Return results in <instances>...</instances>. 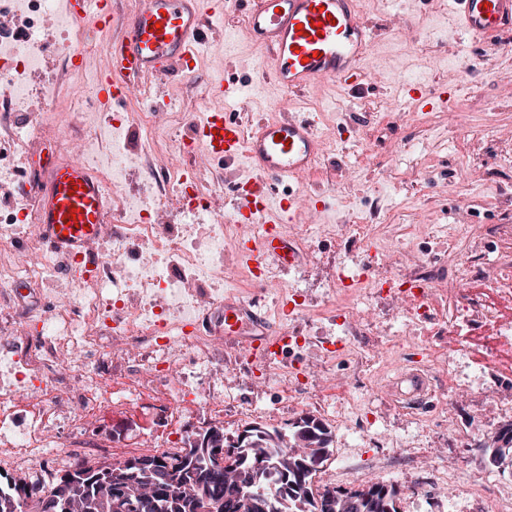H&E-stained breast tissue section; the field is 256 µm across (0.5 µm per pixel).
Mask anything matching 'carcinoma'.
Segmentation results:
<instances>
[{"label": "carcinoma", "instance_id": "carcinoma-1", "mask_svg": "<svg viewBox=\"0 0 512 512\" xmlns=\"http://www.w3.org/2000/svg\"><path fill=\"white\" fill-rule=\"evenodd\" d=\"M332 433L313 416L288 431L249 426L230 443L210 427L188 439L176 458L134 456L125 466L74 462L50 488L21 478L0 481V512H397L398 489L343 490L315 481ZM498 465H512V424L480 445Z\"/></svg>", "mask_w": 512, "mask_h": 512}]
</instances>
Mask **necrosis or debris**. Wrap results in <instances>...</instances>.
Segmentation results:
<instances>
[{
  "label": "necrosis or debris",
  "mask_w": 512,
  "mask_h": 512,
  "mask_svg": "<svg viewBox=\"0 0 512 512\" xmlns=\"http://www.w3.org/2000/svg\"><path fill=\"white\" fill-rule=\"evenodd\" d=\"M52 0H0V18L11 24L0 33V123L7 136L22 142L35 129L16 118L31 75L37 70L43 44L41 29ZM112 159L98 168L106 188L119 181L128 164L122 150L125 129L136 122L143 131V158L157 155L153 112L103 114ZM203 150L189 138L175 145L167 163L153 174L146 195L120 203L115 214L123 229L105 239L95 266L63 264L40 249L36 225L30 224L26 195L0 205V244L26 239L34 256L14 266L0 265V286L24 281L39 288L64 274L63 303L46 311L26 313L11 307L0 311V328L18 344L19 357L0 359V467L22 475H43L66 465L85 447L91 424L112 408L147 405L170 431L154 440L157 448L182 444V391L161 386L164 375L186 362H207L220 343L206 326L198 325L202 304L194 284L212 290V307L224 302V284L231 273L224 253V227L213 224L207 237L195 234L192 223L213 215V194L200 180H187V170L200 167ZM175 199L185 223L159 224L152 199ZM512 237V226L489 227L470 238L465 253L450 258L454 272L437 286L419 274L401 275L405 289L399 302L402 322L411 327L433 321L436 302L455 301L449 321L460 349L470 332L491 328L493 350L512 347V322L503 320L496 301L512 296V256L501 254L470 287L472 261L483 254L489 238ZM24 321L36 322L37 336L20 332Z\"/></svg>",
  "instance_id": "4bbe7bcc"
}]
</instances>
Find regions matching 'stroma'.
I'll use <instances>...</instances> for the list:
<instances>
[{"instance_id": "1", "label": "stroma", "mask_w": 512, "mask_h": 512, "mask_svg": "<svg viewBox=\"0 0 512 512\" xmlns=\"http://www.w3.org/2000/svg\"><path fill=\"white\" fill-rule=\"evenodd\" d=\"M376 38L365 60L366 77L355 90L318 83L295 94L297 111L315 122L322 153L300 188L327 190L317 216L298 213L287 234L299 252L296 268L280 273L274 287L254 288L245 261L232 267L225 296L241 301L258 297L257 313L273 330L299 324L314 337L343 340L345 350L328 356L316 345L286 354L266 373L232 345L216 347L211 363L224 375V433L234 439L251 425L286 429L303 415L320 420L332 433L329 459L321 477L341 489L374 484L398 486V512H479L468 486L491 477V491L512 490V467L491 465L479 448L488 436L511 423L499 415L496 399L512 394V373L487 377L481 391L449 390L448 370L429 360L427 333L409 335L396 303H377L332 289L341 266L360 264L371 251L389 254L387 266L372 278L402 270L424 258L434 279L447 278L449 251L464 250L488 224L512 225V153L502 140L512 134V37L481 44L455 28L452 0H357ZM105 31L88 42H73L82 66L52 96L44 94L46 72L58 64L59 32L47 18L42 73L30 79L24 106L38 131L10 151L30 167L40 151L65 158L85 157L86 126L71 120L75 98L93 95L96 74L105 66ZM265 49L248 36L243 16L231 10L222 29L199 48L196 73L168 84L171 100L183 109L184 123L203 117L202 89L218 66L231 82L253 79L266 60ZM449 93L443 107L410 112L389 121L379 105L398 98L402 82ZM206 181L218 210L233 207L235 184L244 164L208 165ZM366 220V234L349 243L340 231L352 219ZM333 226L334 234L304 239L309 222ZM303 290L308 310L298 319L283 316L281 305L292 290ZM357 308L377 331L375 343L342 335L323 315L326 306ZM428 365L434 399L412 415L382 389L395 370ZM332 392L329 411L316 408L320 393ZM103 437L150 440L165 433L148 414H117L101 426Z\"/></svg>"}]
</instances>
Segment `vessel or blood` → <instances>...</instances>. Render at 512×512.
I'll return each instance as SVG.
<instances>
[{
    "label": "vessel or blood",
    "mask_w": 512,
    "mask_h": 512,
    "mask_svg": "<svg viewBox=\"0 0 512 512\" xmlns=\"http://www.w3.org/2000/svg\"><path fill=\"white\" fill-rule=\"evenodd\" d=\"M457 27L478 40L497 37L512 28V0H454ZM242 8L246 30L269 52L253 80L235 84L215 71L202 98L206 115L190 134L208 160L227 165L245 162L249 175L238 185L235 211L247 220L260 219L266 230L255 241L243 240L238 250L249 267L276 262L288 268L296 250L282 227L304 209L321 210L318 197L295 191L271 202V185L297 183L313 169L321 143L312 119L291 112L294 93L318 82L357 87L372 46V30L358 13L355 0H137L133 9L117 14L114 0H66L72 18L101 31L117 22L121 32L105 46L107 64L99 73L94 93L102 106L116 107L135 96L143 78L188 77L194 74L200 44L226 11ZM277 95L271 101L275 116L256 121L243 132L227 119L229 103L264 87ZM38 177L27 188L41 244L66 260L84 261L111 222L102 184L82 162L48 156L39 160ZM249 310L243 301L225 299L213 329L224 342L244 344L254 363L279 362L287 332L248 334ZM396 400L421 395L431 387L430 376L402 368L386 384Z\"/></svg>",
    "instance_id": "b4317fda"
}]
</instances>
